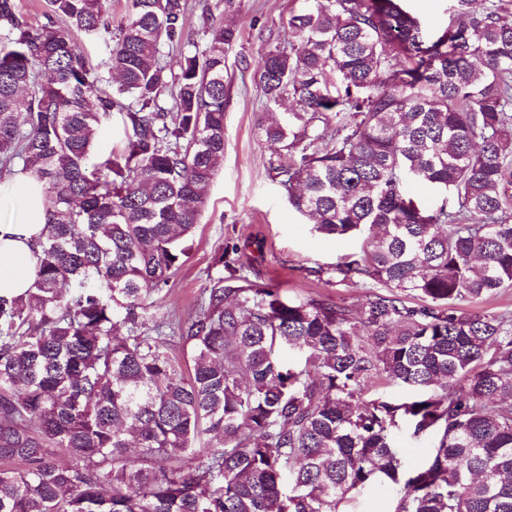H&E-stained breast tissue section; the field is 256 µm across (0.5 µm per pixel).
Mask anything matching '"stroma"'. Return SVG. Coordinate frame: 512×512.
Listing matches in <instances>:
<instances>
[{"instance_id": "stroma-1", "label": "stroma", "mask_w": 512, "mask_h": 512, "mask_svg": "<svg viewBox=\"0 0 512 512\" xmlns=\"http://www.w3.org/2000/svg\"><path fill=\"white\" fill-rule=\"evenodd\" d=\"M292 6V0H243L241 12L231 18L240 37L226 55L232 101L224 120V159L210 185L189 259L154 297L157 318L193 313L203 288L219 273L215 254L232 245L250 280L281 289L291 300L313 295L355 309L367 294L329 281L327 275L341 256L359 250L360 240L335 241L317 233L269 174L273 150L259 126L261 93L255 74L268 47L292 41Z\"/></svg>"}]
</instances>
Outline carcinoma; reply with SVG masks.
I'll use <instances>...</instances> for the list:
<instances>
[{"label":"carcinoma","instance_id":"obj_1","mask_svg":"<svg viewBox=\"0 0 512 512\" xmlns=\"http://www.w3.org/2000/svg\"><path fill=\"white\" fill-rule=\"evenodd\" d=\"M408 2L300 0L256 77L289 205L360 238L331 273L381 291L290 301L225 248L167 322L152 297L224 158L238 28L200 45L187 0H127L109 92L75 36L112 32V0H47L44 23L0 0V196L20 166L48 214L31 288L0 295V512H348L385 484L392 512H512V314L470 308L512 288V9L450 0L430 30ZM379 378L409 394L363 400ZM403 425L430 441L414 468ZM124 137L123 125L118 114L104 122L98 131L96 146L101 152H109L113 146L120 144Z\"/></svg>","mask_w":512,"mask_h":512}]
</instances>
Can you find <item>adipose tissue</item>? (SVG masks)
Wrapping results in <instances>:
<instances>
[{"instance_id": "1", "label": "adipose tissue", "mask_w": 512, "mask_h": 512, "mask_svg": "<svg viewBox=\"0 0 512 512\" xmlns=\"http://www.w3.org/2000/svg\"><path fill=\"white\" fill-rule=\"evenodd\" d=\"M11 200L21 212L15 222L0 223V293L20 295L35 278L37 240L47 222L43 189L25 174L11 181Z\"/></svg>"}]
</instances>
